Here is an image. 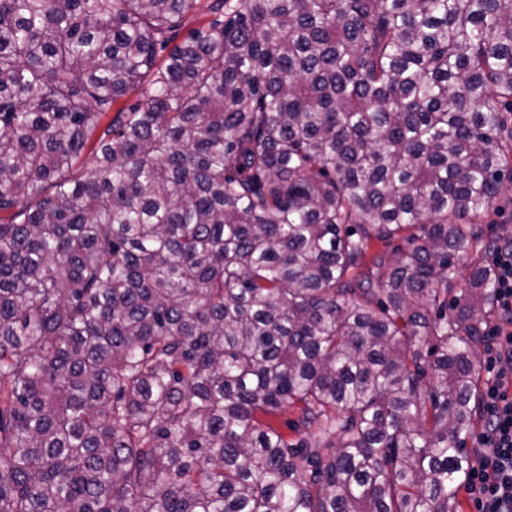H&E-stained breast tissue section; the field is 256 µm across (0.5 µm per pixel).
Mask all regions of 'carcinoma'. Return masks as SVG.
<instances>
[{
	"label": "carcinoma",
	"instance_id": "carcinoma-1",
	"mask_svg": "<svg viewBox=\"0 0 512 512\" xmlns=\"http://www.w3.org/2000/svg\"><path fill=\"white\" fill-rule=\"evenodd\" d=\"M197 7L0 0V512H456L512 0Z\"/></svg>",
	"mask_w": 512,
	"mask_h": 512
}]
</instances>
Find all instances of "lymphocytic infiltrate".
Instances as JSON below:
<instances>
[{"label":"lymphocytic infiltrate","instance_id":"obj_1","mask_svg":"<svg viewBox=\"0 0 512 512\" xmlns=\"http://www.w3.org/2000/svg\"><path fill=\"white\" fill-rule=\"evenodd\" d=\"M499 320L484 330L488 375L484 427L473 441L475 461L463 482L474 512H512V244L491 253Z\"/></svg>","mask_w":512,"mask_h":512}]
</instances>
